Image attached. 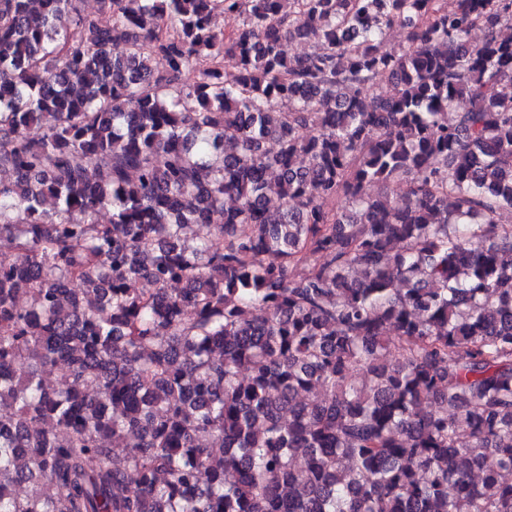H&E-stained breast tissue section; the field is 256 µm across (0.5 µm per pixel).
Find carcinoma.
Listing matches in <instances>:
<instances>
[{
  "label": "carcinoma",
  "mask_w": 512,
  "mask_h": 512,
  "mask_svg": "<svg viewBox=\"0 0 512 512\" xmlns=\"http://www.w3.org/2000/svg\"><path fill=\"white\" fill-rule=\"evenodd\" d=\"M29 2L0 512H512V0Z\"/></svg>",
  "instance_id": "1"
}]
</instances>
